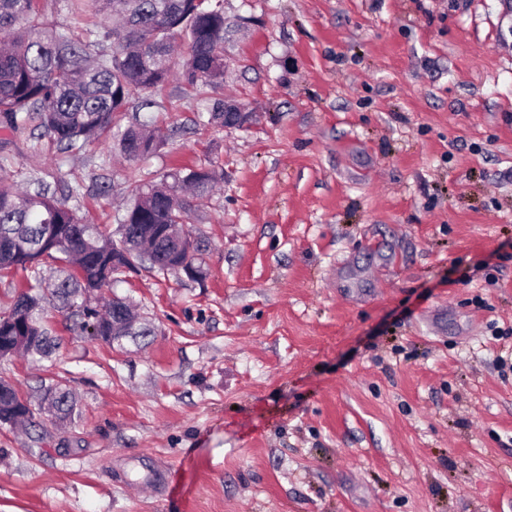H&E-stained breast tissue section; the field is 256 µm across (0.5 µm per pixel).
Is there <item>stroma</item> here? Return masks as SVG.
<instances>
[{"label": "stroma", "instance_id": "obj_1", "mask_svg": "<svg viewBox=\"0 0 512 512\" xmlns=\"http://www.w3.org/2000/svg\"><path fill=\"white\" fill-rule=\"evenodd\" d=\"M222 129L178 82L129 162L34 153L5 178L206 166L207 275L123 274L151 333L111 346L56 307L51 357L0 360L70 420L0 427V512H512V0H226ZM226 108H235V110L233 112H226ZM206 110L208 114L207 124L219 128L244 127L249 120L248 112H244L242 109L239 108L238 104L233 101H225L224 113L223 98L215 101L212 107H207ZM44 391L43 398L54 407L57 418L68 420L74 409V399L70 391L59 383H56L54 388L50 386Z\"/></svg>", "mask_w": 512, "mask_h": 512}]
</instances>
